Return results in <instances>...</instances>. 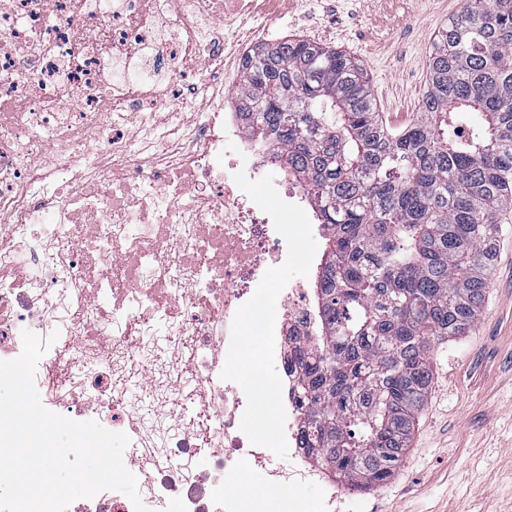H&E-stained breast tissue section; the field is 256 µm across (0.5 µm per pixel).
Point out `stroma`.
I'll use <instances>...</instances> for the list:
<instances>
[{
    "label": "stroma",
    "instance_id": "stroma-1",
    "mask_svg": "<svg viewBox=\"0 0 512 512\" xmlns=\"http://www.w3.org/2000/svg\"><path fill=\"white\" fill-rule=\"evenodd\" d=\"M464 0H276L224 15V37L301 35L367 70L389 118L417 112L429 48ZM432 379L394 477L368 489L339 478L300 488L331 512H512V214L503 216L490 288L473 330L432 348Z\"/></svg>",
    "mask_w": 512,
    "mask_h": 512
}]
</instances>
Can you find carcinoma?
I'll list each match as a JSON object with an SVG mask.
<instances>
[{"label": "carcinoma", "mask_w": 512, "mask_h": 512, "mask_svg": "<svg viewBox=\"0 0 512 512\" xmlns=\"http://www.w3.org/2000/svg\"><path fill=\"white\" fill-rule=\"evenodd\" d=\"M237 101L328 231L321 336L299 358L304 447L351 487L380 485L427 399L432 342L477 320L512 212V0H465L398 128L358 61L301 37L252 47Z\"/></svg>", "instance_id": "obj_1"}]
</instances>
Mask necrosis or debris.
<instances>
[{
  "mask_svg": "<svg viewBox=\"0 0 512 512\" xmlns=\"http://www.w3.org/2000/svg\"><path fill=\"white\" fill-rule=\"evenodd\" d=\"M224 0H0V360L22 352V330L44 335L59 304L74 312L70 343L46 367L61 378L49 403L70 419L132 434L130 460L148 512H242L240 468L254 456L237 413L247 400L221 376L237 309L266 264L288 247L269 214L233 179L262 173L252 139L224 114V84L246 44L227 48ZM180 105L153 140L132 130ZM164 323L166 352L133 350L132 328ZM315 300L291 282L276 303L275 359L289 445L271 495L253 512H328L298 489L312 478L302 446L298 338L316 335ZM208 414L198 431L169 409L184 373ZM146 375L159 449L137 402L118 385Z\"/></svg>",
  "mask_w": 512,
  "mask_h": 512,
  "instance_id": "obj_1",
  "label": "necrosis or debris"
}]
</instances>
